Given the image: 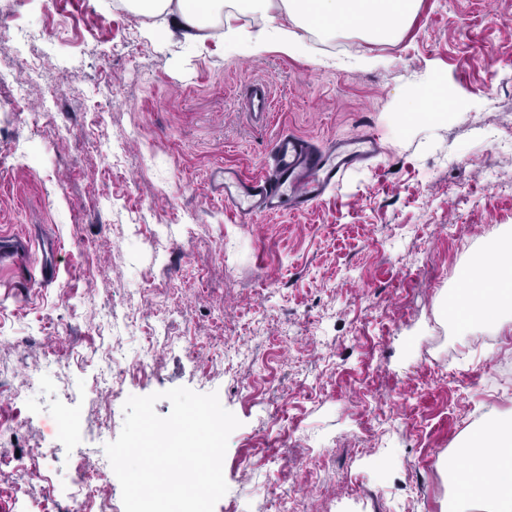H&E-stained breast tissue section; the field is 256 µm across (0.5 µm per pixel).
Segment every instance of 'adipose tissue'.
Wrapping results in <instances>:
<instances>
[{
    "label": "adipose tissue",
    "mask_w": 512,
    "mask_h": 512,
    "mask_svg": "<svg viewBox=\"0 0 512 512\" xmlns=\"http://www.w3.org/2000/svg\"><path fill=\"white\" fill-rule=\"evenodd\" d=\"M132 12L167 15L174 27L198 43L219 39L245 44L250 54L270 47L291 51L295 26L332 36L359 30L369 36L395 37L412 17L417 0H123ZM260 15L257 32L238 27L230 4ZM454 296L458 336L477 324L500 330L512 324V236L490 244L468 266ZM460 457H441L439 470L450 479L446 512H512V414L483 423L469 432Z\"/></svg>",
    "instance_id": "adipose-tissue-1"
}]
</instances>
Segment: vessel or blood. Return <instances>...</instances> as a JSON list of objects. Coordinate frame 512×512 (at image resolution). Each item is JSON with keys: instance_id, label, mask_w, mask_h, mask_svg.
<instances>
[{"instance_id": "1", "label": "vessel or blood", "mask_w": 512, "mask_h": 512, "mask_svg": "<svg viewBox=\"0 0 512 512\" xmlns=\"http://www.w3.org/2000/svg\"><path fill=\"white\" fill-rule=\"evenodd\" d=\"M247 101L250 111L267 114L271 103L267 83H253ZM380 150L379 135L373 130L336 140L325 148L299 136H278L270 145L264 174L246 177L225 168L224 208L244 220L273 213L285 205L294 211L307 210L348 170Z\"/></svg>"}]
</instances>
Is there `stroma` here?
Returning <instances> with one entry per match:
<instances>
[{
    "label": "stroma",
    "mask_w": 512,
    "mask_h": 512,
    "mask_svg": "<svg viewBox=\"0 0 512 512\" xmlns=\"http://www.w3.org/2000/svg\"><path fill=\"white\" fill-rule=\"evenodd\" d=\"M5 11L10 30L39 33L38 54L65 87L56 115L36 87L18 98L29 54L0 37L13 63L0 83V235L30 241L0 261V454L47 451L22 494L0 466V512H66L64 484L105 460L127 397L179 386L217 393L241 422L214 512H264L270 486L303 479L326 512L348 472L379 491L375 512H442L439 457L512 410V377L484 383L512 358V338L476 326L458 340L439 303L512 229V148L501 143L512 132V0H418L395 39L307 31V53L258 56L185 39L120 0H0ZM258 81L272 93L264 121L247 106ZM412 98L432 118L411 123ZM368 129L381 132L382 154L312 209L254 223L225 211L224 166L259 174L274 137L326 145ZM117 144L124 161L106 171ZM163 227L159 264L136 239ZM45 238L59 244L48 284ZM152 331L144 376L118 395L95 384L96 364L63 371L46 358L100 347L124 363ZM192 336L232 348L219 364L206 349L193 358ZM282 408L290 434L254 457ZM67 415L78 434L61 429ZM364 416L375 430L360 440ZM332 438L334 453L318 458Z\"/></svg>",
    "instance_id": "1"
}]
</instances>
